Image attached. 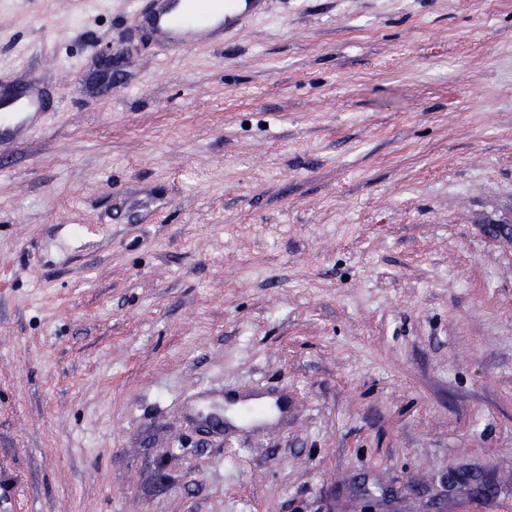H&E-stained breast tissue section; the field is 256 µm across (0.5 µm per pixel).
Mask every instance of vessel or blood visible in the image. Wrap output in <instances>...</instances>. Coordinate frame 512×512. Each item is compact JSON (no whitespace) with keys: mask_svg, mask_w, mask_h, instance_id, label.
<instances>
[{"mask_svg":"<svg viewBox=\"0 0 512 512\" xmlns=\"http://www.w3.org/2000/svg\"><path fill=\"white\" fill-rule=\"evenodd\" d=\"M263 0H152L146 25L169 49L183 51L196 41L198 32L223 38L255 16ZM39 95L4 102L0 100V138L14 137L33 129L40 117Z\"/></svg>","mask_w":512,"mask_h":512,"instance_id":"obj_1","label":"vessel or blood"}]
</instances>
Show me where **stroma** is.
<instances>
[{
  "mask_svg": "<svg viewBox=\"0 0 512 512\" xmlns=\"http://www.w3.org/2000/svg\"><path fill=\"white\" fill-rule=\"evenodd\" d=\"M33 83L0 512H512V0H267L181 53L132 0H0ZM249 388L284 417L189 412Z\"/></svg>",
  "mask_w": 512,
  "mask_h": 512,
  "instance_id": "35a3bbf8",
  "label": "stroma"
}]
</instances>
